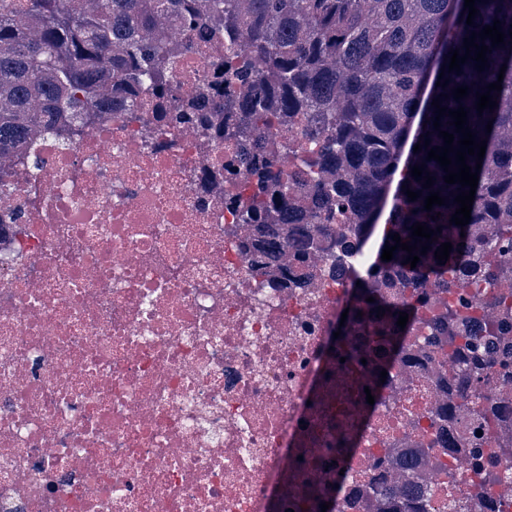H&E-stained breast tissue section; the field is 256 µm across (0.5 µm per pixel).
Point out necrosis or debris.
<instances>
[{"instance_id": "necrosis-or-debris-1", "label": "necrosis or debris", "mask_w": 512, "mask_h": 512, "mask_svg": "<svg viewBox=\"0 0 512 512\" xmlns=\"http://www.w3.org/2000/svg\"><path fill=\"white\" fill-rule=\"evenodd\" d=\"M212 61L184 55L178 98ZM29 152L40 166L0 162V512H293L309 492L368 512L355 478L400 448L425 458L429 512L461 490L463 512H512V449L485 444L481 480L459 466L479 427L447 408L431 328L365 355L356 327L333 352L350 265L314 255L299 288L251 276L227 147L117 112Z\"/></svg>"}]
</instances>
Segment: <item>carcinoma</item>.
I'll return each mask as SVG.
<instances>
[{"instance_id":"1","label":"carcinoma","mask_w":512,"mask_h":512,"mask_svg":"<svg viewBox=\"0 0 512 512\" xmlns=\"http://www.w3.org/2000/svg\"><path fill=\"white\" fill-rule=\"evenodd\" d=\"M459 0H0V161L22 158L36 137L66 135L65 124L94 126L112 110L142 112L147 106L175 104L174 112L192 115L205 133L228 142L243 178L235 185L238 223L253 228L240 249L254 256L253 277H264L270 265L290 253L302 265L321 236L331 259L340 253L353 266L367 267L368 278L352 283L341 305L348 317L342 341L359 323L368 340L387 337L403 346L407 326H433L436 335L426 348L448 355L455 363L458 390L452 407L478 417L496 433L500 399L475 386L495 377L512 379V335H503L512 319L505 300L494 288L512 289V0H477L474 25ZM501 22L504 43L476 40L488 46L485 70L469 59L461 71L444 73L448 85H437L451 54L466 53L464 38L494 20ZM225 48L214 63L215 76L197 87L191 99L176 100L172 77L182 52L196 39ZM506 67L502 90L491 91L497 106L476 110V93L498 80ZM469 87L456 101L452 91ZM440 106L467 110V126L476 141H487L472 205L464 227L449 223L459 208L454 198L460 184L444 182L443 168L426 160L435 146H444L439 131L461 134L441 117L435 130L433 100ZM422 115L402 175L392 218L381 243L371 240L386 187L416 115ZM491 132H486L488 122ZM297 128L311 142L288 172V145L268 150L269 131ZM430 144H425V139ZM433 176V186L411 176L415 165ZM422 191L413 201L406 190ZM440 192L445 204L424 210L425 197ZM439 218L432 219V216ZM420 222L441 228L437 240L415 268L405 263L400 248L393 259L381 260L392 234L411 239ZM452 243L449 260L435 259L441 244ZM384 274L387 288H399L395 301L375 287ZM484 277L485 310L480 334L469 333L468 307L442 304L430 312V289L466 286L468 278ZM374 301L369 302L367 298ZM385 311L377 316V310ZM363 315H358V312ZM405 471L367 488L388 503L427 512L424 499L412 495L409 464Z\"/></svg>"}]
</instances>
